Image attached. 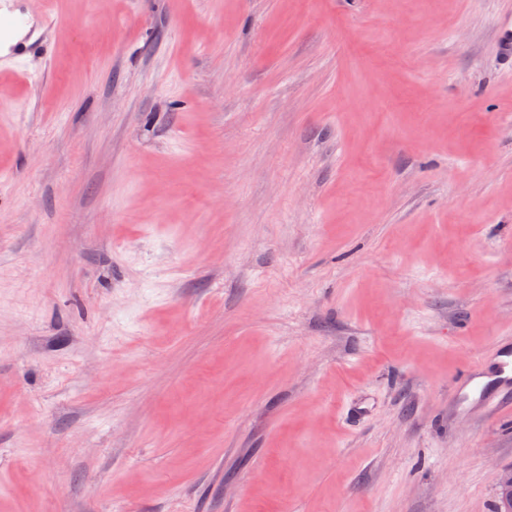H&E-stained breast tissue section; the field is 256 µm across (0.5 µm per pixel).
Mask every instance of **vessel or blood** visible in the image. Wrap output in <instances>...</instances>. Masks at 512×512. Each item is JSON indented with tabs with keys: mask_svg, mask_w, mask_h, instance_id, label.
Wrapping results in <instances>:
<instances>
[{
	"mask_svg": "<svg viewBox=\"0 0 512 512\" xmlns=\"http://www.w3.org/2000/svg\"><path fill=\"white\" fill-rule=\"evenodd\" d=\"M452 404L464 414H512V338L467 367L455 384Z\"/></svg>",
	"mask_w": 512,
	"mask_h": 512,
	"instance_id": "b4317fda",
	"label": "vessel or blood"
}]
</instances>
